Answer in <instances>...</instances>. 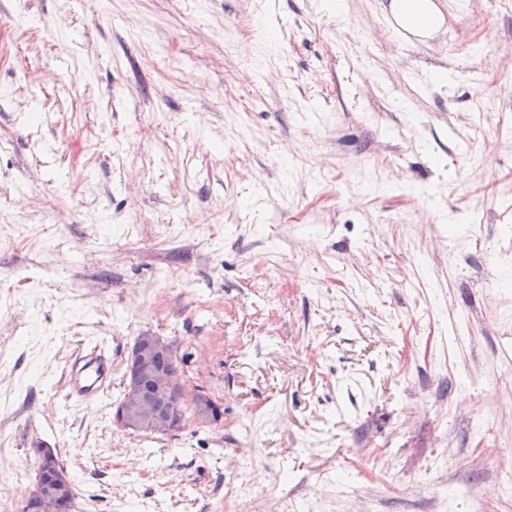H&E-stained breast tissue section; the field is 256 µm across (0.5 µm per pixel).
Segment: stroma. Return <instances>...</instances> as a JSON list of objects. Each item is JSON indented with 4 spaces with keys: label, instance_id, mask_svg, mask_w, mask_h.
<instances>
[{
    "label": "stroma",
    "instance_id": "35a3bbf8",
    "mask_svg": "<svg viewBox=\"0 0 512 512\" xmlns=\"http://www.w3.org/2000/svg\"><path fill=\"white\" fill-rule=\"evenodd\" d=\"M388 3L0 0V500L44 444L81 512L512 502V0ZM144 332L219 422L113 424ZM389 7L395 26L417 37H428L444 24L435 0H393ZM112 384L108 350L101 344L89 346L72 364L67 378V394L80 403L96 402Z\"/></svg>",
    "mask_w": 512,
    "mask_h": 512
}]
</instances>
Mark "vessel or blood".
<instances>
[{"label": "vessel or blood", "mask_w": 512, "mask_h": 512, "mask_svg": "<svg viewBox=\"0 0 512 512\" xmlns=\"http://www.w3.org/2000/svg\"><path fill=\"white\" fill-rule=\"evenodd\" d=\"M112 384V365L105 346L94 344L79 355L67 378V394L80 403H92L101 398Z\"/></svg>", "instance_id": "vessel-or-blood-1"}]
</instances>
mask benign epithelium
<instances>
[{
  "label": "benign epithelium",
  "instance_id": "1",
  "mask_svg": "<svg viewBox=\"0 0 512 512\" xmlns=\"http://www.w3.org/2000/svg\"><path fill=\"white\" fill-rule=\"evenodd\" d=\"M172 354L170 344L163 338L146 334L137 337L127 359V390L124 398L113 408V424L126 431L170 435L180 431L187 414H192L200 424H209L220 415L219 405L204 391L189 392L175 367L168 370L155 368V353ZM151 380L155 392L146 396L140 393V383ZM167 402L169 416L159 417L153 401ZM38 478L30 494L42 501V512H70L73 487L68 473L52 448H42L37 459Z\"/></svg>",
  "mask_w": 512,
  "mask_h": 512
}]
</instances>
